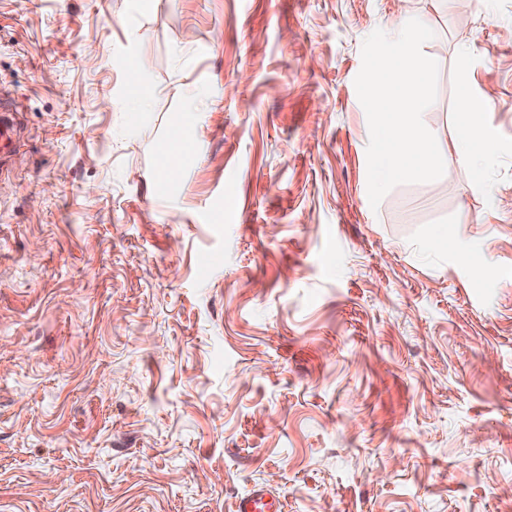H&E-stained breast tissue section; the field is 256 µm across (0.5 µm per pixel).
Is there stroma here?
I'll list each match as a JSON object with an SVG mask.
<instances>
[{
	"label": "stroma",
	"instance_id": "35a3bbf8",
	"mask_svg": "<svg viewBox=\"0 0 512 512\" xmlns=\"http://www.w3.org/2000/svg\"><path fill=\"white\" fill-rule=\"evenodd\" d=\"M136 2L0 0V512H512V0ZM400 14L491 183L451 154L374 209L354 80ZM0 154L11 151L17 142L18 130L13 113L17 112L10 105L0 102ZM188 131L189 136L184 139H176L175 132ZM169 142L162 149V166L159 176L164 182L173 183L176 181L180 164L179 160H175L179 155L194 149L196 145V114L195 112H186L182 122L174 130ZM174 157L173 161L171 158ZM235 512H282V508L269 490L257 487L238 499Z\"/></svg>",
	"mask_w": 512,
	"mask_h": 512
}]
</instances>
